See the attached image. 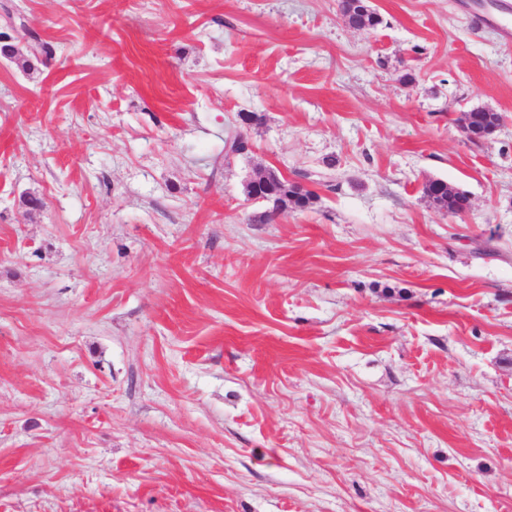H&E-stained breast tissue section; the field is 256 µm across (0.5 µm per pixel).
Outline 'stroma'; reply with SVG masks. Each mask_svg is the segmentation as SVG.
Returning <instances> with one entry per match:
<instances>
[{
	"mask_svg": "<svg viewBox=\"0 0 512 512\" xmlns=\"http://www.w3.org/2000/svg\"><path fill=\"white\" fill-rule=\"evenodd\" d=\"M370 2L0 0V512H512V43ZM356 3L354 7L343 4V14L348 21L361 29H375L381 24L380 15L369 4V0H344ZM266 189L274 192L283 205L288 201L294 206L304 208L312 201V194L301 188V186L290 183L288 180L280 177L275 171L269 170L264 175ZM423 193L440 208L447 212L457 213L464 210L469 204L468 196L456 190L442 180H429L423 186Z\"/></svg>",
	"mask_w": 512,
	"mask_h": 512,
	"instance_id": "1",
	"label": "stroma"
}]
</instances>
